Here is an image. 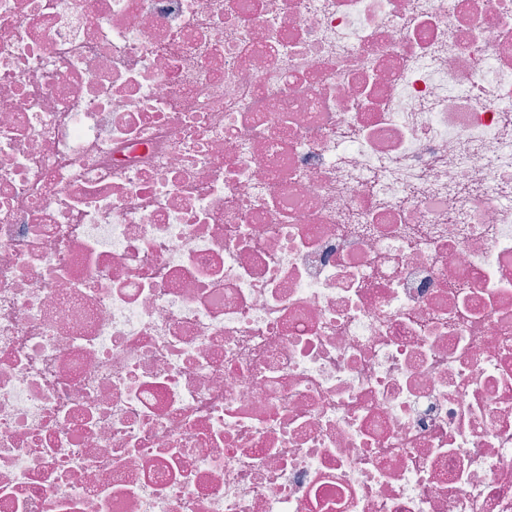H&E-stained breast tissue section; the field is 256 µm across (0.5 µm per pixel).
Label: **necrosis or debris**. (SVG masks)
Returning a JSON list of instances; mask_svg holds the SVG:
<instances>
[{
    "mask_svg": "<svg viewBox=\"0 0 512 512\" xmlns=\"http://www.w3.org/2000/svg\"><path fill=\"white\" fill-rule=\"evenodd\" d=\"M0 512H512V0H0Z\"/></svg>",
    "mask_w": 512,
    "mask_h": 512,
    "instance_id": "necrosis-or-debris-1",
    "label": "necrosis or debris"
}]
</instances>
